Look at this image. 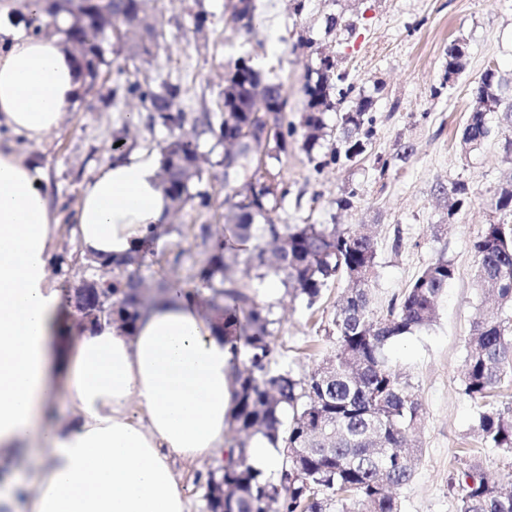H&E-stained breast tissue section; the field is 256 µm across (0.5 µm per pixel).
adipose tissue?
Listing matches in <instances>:
<instances>
[{
    "label": "adipose tissue",
    "mask_w": 512,
    "mask_h": 512,
    "mask_svg": "<svg viewBox=\"0 0 512 512\" xmlns=\"http://www.w3.org/2000/svg\"><path fill=\"white\" fill-rule=\"evenodd\" d=\"M83 92L73 57L0 8V512H192L171 457L224 464L232 355L207 283H171L132 332L70 347V306L50 278L58 222L16 137L41 141ZM170 210L155 157L115 156L82 190L75 234L98 261L134 255ZM70 412L55 417L58 398Z\"/></svg>",
    "instance_id": "ef3b65f1"
}]
</instances>
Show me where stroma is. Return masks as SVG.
<instances>
[{"instance_id": "35a3bbf8", "label": "stroma", "mask_w": 512, "mask_h": 512, "mask_svg": "<svg viewBox=\"0 0 512 512\" xmlns=\"http://www.w3.org/2000/svg\"><path fill=\"white\" fill-rule=\"evenodd\" d=\"M303 9H296V2ZM233 0H164L159 14L162 35L151 57L131 58L127 50H108V64L95 82L65 113L60 128L35 143L19 140V151L34 159L58 220L51 276L69 291L89 273L74 235V210L86 182L111 161L112 143L122 137L125 149H158L170 133L147 122L131 123L130 113L147 115L135 97H113L116 85L148 80L152 86L176 84L177 111L195 117L202 112L220 119L224 109V75L242 58L262 61L270 78L281 82L286 115L296 132L288 151L269 169L287 195L273 214L279 224H356L373 228L377 241V274L372 283L373 307L385 312L421 268L437 255L451 259L457 276L438 303L435 322L402 337L388 349L391 365L408 380L421 404L424 420L417 435L412 481L399 491L402 512H458L448 482L459 469L464 449L492 478L503 479L512 465L495 449L483 448L474 431L475 407L462 393L465 339L482 306L472 282L473 239L484 224L496 221L491 197L512 172V151L500 139L468 152L462 129L473 106L483 70L492 64L512 70V0H255L254 27L240 30L231 20ZM354 18L353 34L327 32V15ZM468 44L465 71L444 86L445 51L450 40ZM310 46H303V39ZM333 56L357 87L376 92L375 134L368 151L349 164L330 163L335 138L323 141L315 157L303 149L307 100L301 91L309 70L321 55ZM374 91V90H373ZM207 179L199 191L210 196L209 208L188 201L170 213L174 230L162 234L156 258L139 273L149 285L197 273L204 247L193 226L212 224L238 187L224 178V149L213 139L198 141ZM411 146L408 160H397L401 146ZM391 159L386 176H378V157ZM325 162L315 168L314 159ZM468 183L473 202L448 217L436 196L437 183ZM356 186L352 208L336 201L347 186ZM400 247H393V240ZM339 287L324 290L307 310L279 293L272 301L280 318L274 341L275 359L296 377H305L331 351L326 329ZM179 483L197 512L206 508L209 461L173 460Z\"/></svg>"}]
</instances>
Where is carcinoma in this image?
<instances>
[{"label": "carcinoma", "instance_id": "obj_1", "mask_svg": "<svg viewBox=\"0 0 512 512\" xmlns=\"http://www.w3.org/2000/svg\"><path fill=\"white\" fill-rule=\"evenodd\" d=\"M47 14L69 19L61 29L74 61L90 80L105 63V44L123 45L124 28L139 29L131 55L150 56L160 32L157 20L143 13L141 0H83L73 9L71 0H54ZM467 43L455 38L445 51V75H459L467 64ZM224 77L222 120L213 126L209 116L193 122L196 136L209 135L224 145L231 130L250 123L272 121V141L258 163L250 151L235 157L233 175L241 182L218 222L232 236L255 240L250 252L231 244L215 248L210 225L199 226L208 246L200 273L212 289V303L224 302V343L232 354L230 381L231 441L237 457L211 472L208 483L224 484V498L208 495V512H401L397 490L414 475V437L423 413L409 384L389 364L387 350L395 340L431 326L439 300L455 276L454 263L443 255L429 261L408 288L391 300L386 313L372 306L371 285L377 264L374 239L353 225L275 224L269 217L287 194L282 188L258 202L249 198L252 179L269 160H280L295 134L283 110L272 105L287 102L282 86L268 83L248 62ZM307 97L304 123L307 153L327 135L325 114L336 107L339 146L331 161L353 162L366 152L374 134V100L356 93L348 74L319 61L303 85ZM126 93L150 104V125H183L186 115L173 111L181 90L163 84L153 89L140 81L127 82ZM336 102H331V99ZM512 133V77L496 66L482 73L468 121L462 132L466 150L483 146L492 137ZM162 153L159 176L174 204L195 197L209 206V197L192 193L205 170L191 141L169 143ZM448 196V218L472 201L464 182L436 185ZM495 210L512 217V182L494 193ZM474 278L481 295L492 296L494 307L479 312L465 341L463 394L477 408L476 431L481 444L512 460V220L501 218L484 225L473 240ZM137 256L112 262L109 289L120 306L119 323L132 326L147 314L152 300L132 267ZM277 279L293 298L313 308L324 289L342 281L347 288L336 303L331 330L334 349L305 379L286 367H272L276 325L272 306L262 305L252 293V281ZM261 436L281 457L277 471L267 474L248 462L251 440ZM461 489L459 512H512V482L490 479L473 459L465 461L449 488Z\"/></svg>", "mask_w": 512, "mask_h": 512}]
</instances>
